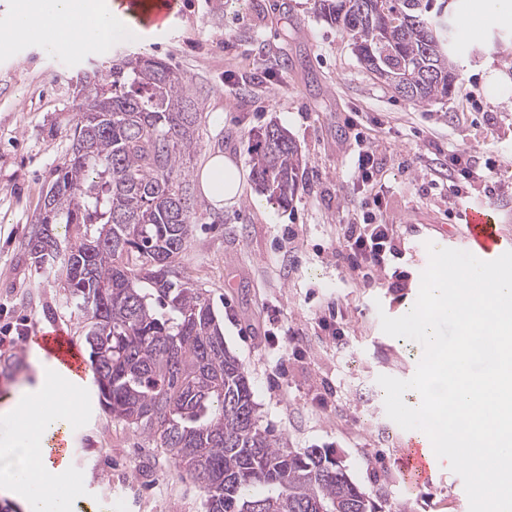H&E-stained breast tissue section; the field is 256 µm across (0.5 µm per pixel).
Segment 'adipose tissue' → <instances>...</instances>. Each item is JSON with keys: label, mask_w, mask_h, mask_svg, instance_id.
Returning a JSON list of instances; mask_svg holds the SVG:
<instances>
[{"label": "adipose tissue", "mask_w": 512, "mask_h": 512, "mask_svg": "<svg viewBox=\"0 0 512 512\" xmlns=\"http://www.w3.org/2000/svg\"><path fill=\"white\" fill-rule=\"evenodd\" d=\"M14 27L49 49L76 48L113 31L106 0H28L16 12ZM200 181L208 199L218 206L235 202L246 190L239 169L220 153L202 168ZM32 363L35 385L24 388L0 414L17 426L10 439L0 442V459L20 464L19 469L0 471V494L20 499L24 512H44L45 491L65 476L69 465L40 463L41 446L46 437L69 431L76 395L45 391L47 377L56 376L57 369L42 349H34Z\"/></svg>", "instance_id": "obj_1"}]
</instances>
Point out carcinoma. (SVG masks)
<instances>
[{"mask_svg": "<svg viewBox=\"0 0 512 512\" xmlns=\"http://www.w3.org/2000/svg\"><path fill=\"white\" fill-rule=\"evenodd\" d=\"M447 0H314L395 93L443 100L458 80ZM70 147L27 236L85 323L99 401L165 449L206 512H375L329 449L293 450L260 424L243 361L178 258L197 202L198 103L181 73L136 54L79 79ZM261 192L290 206L307 160L276 123L252 133ZM72 234L62 243L53 225Z\"/></svg>", "mask_w": 512, "mask_h": 512, "instance_id": "obj_1", "label": "carcinoma"}]
</instances>
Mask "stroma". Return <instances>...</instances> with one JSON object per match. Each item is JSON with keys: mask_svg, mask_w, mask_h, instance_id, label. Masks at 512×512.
Returning <instances> with one entry per match:
<instances>
[{"mask_svg": "<svg viewBox=\"0 0 512 512\" xmlns=\"http://www.w3.org/2000/svg\"><path fill=\"white\" fill-rule=\"evenodd\" d=\"M451 15L487 14L491 24L459 33L460 77L445 101L412 102L358 61L350 39L319 17L313 0H178L167 27L132 18L123 39H93L80 50L47 51L17 41L0 53V405L33 379L22 349L36 330L59 325L75 338L84 323L57 281L25 249L54 170L68 146L80 100L76 77L90 65L145 53L177 69L201 104V169L214 153L232 157L246 180L242 199L215 207L200 187L184 274L208 292L224 340L246 364L260 423L293 448H330L378 512H469L462 479L435 470L408 491L406 430L389 419L377 378L410 379L422 346L381 329V315L414 305L427 242L464 249L465 207L492 209L512 238V63L496 40L512 39V0H449ZM285 127L308 161L292 206L260 193L249 165L250 133ZM380 146L375 178L384 186L381 217L398 225L407 279L368 284L332 252L341 224L362 223L367 194L348 195L353 133ZM473 151L482 184L449 203L431 180L448 173L437 159ZM344 329L331 336L330 313ZM71 430L70 483L59 489L75 512H205L204 498L145 435L113 420L94 380L81 387Z\"/></svg>", "mask_w": 512, "mask_h": 512, "instance_id": "stroma-1", "label": "stroma"}]
</instances>
